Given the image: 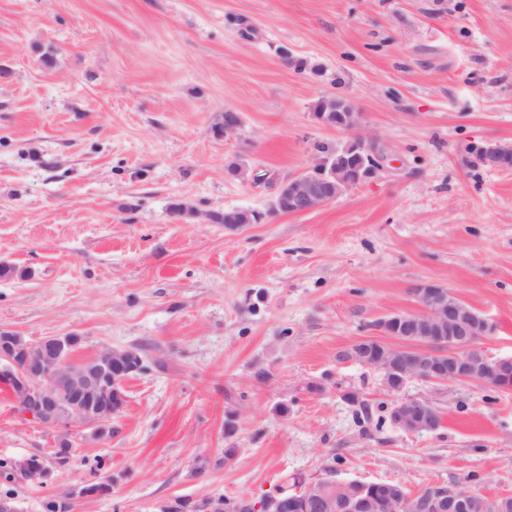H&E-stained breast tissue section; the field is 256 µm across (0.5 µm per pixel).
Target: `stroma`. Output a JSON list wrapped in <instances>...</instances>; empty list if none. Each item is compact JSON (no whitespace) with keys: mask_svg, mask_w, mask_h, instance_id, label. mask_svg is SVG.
<instances>
[{"mask_svg":"<svg viewBox=\"0 0 512 512\" xmlns=\"http://www.w3.org/2000/svg\"><path fill=\"white\" fill-rule=\"evenodd\" d=\"M327 95L362 112L385 169L314 212L270 213L278 182L350 137L313 119ZM487 141L512 144V0H0V262L18 270L0 278V327L149 365L111 436L74 435L64 466L0 383V458L52 471L0 491L42 512L111 476L71 512H159L331 464L341 482L512 496V392L412 381L402 397L438 406L441 428L366 430L344 390L394 397L339 358L419 311L423 282L494 324L488 356H512V169L472 165ZM228 208L265 217L231 232L212 220Z\"/></svg>","mask_w":512,"mask_h":512,"instance_id":"1","label":"stroma"}]
</instances>
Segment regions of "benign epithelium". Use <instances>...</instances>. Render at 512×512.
<instances>
[{
    "mask_svg": "<svg viewBox=\"0 0 512 512\" xmlns=\"http://www.w3.org/2000/svg\"><path fill=\"white\" fill-rule=\"evenodd\" d=\"M318 122L352 133L346 152L331 154L307 171L279 184L275 196L290 214H307L345 195L352 188L376 177L383 170L384 153L378 142L361 132L363 113L344 107L336 112V100H324ZM487 163L495 168L512 165V145L488 142L484 147ZM423 314L402 327L408 336H423L414 348L419 356L411 361L396 349L391 360L394 380L384 384L389 392H400L405 384L426 375L429 384L473 382L484 384L478 372L481 364H493L503 377L512 379V356L485 357L480 363L470 358L479 349L472 337L482 339L494 331L486 318L471 316L452 301L453 294L437 283L418 285ZM75 334L46 336L22 344L12 329L0 327V381L10 385L17 411L44 428L68 436L89 429L102 439L112 433V417L121 407L112 405V359L115 350L103 348L87 368H77L71 359ZM411 401L394 402L393 425L408 434L430 431L437 423L436 406ZM468 493L456 486L436 484L420 499L404 502L408 512H464ZM295 505L278 494L251 503V512H291Z\"/></svg>",
    "mask_w": 512,
    "mask_h": 512,
    "instance_id": "obj_1",
    "label": "benign epithelium"
}]
</instances>
